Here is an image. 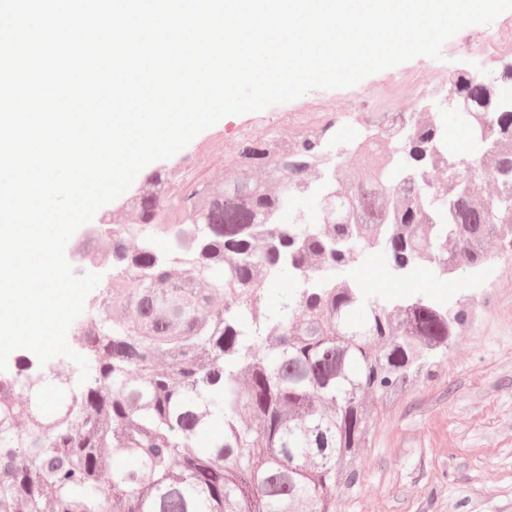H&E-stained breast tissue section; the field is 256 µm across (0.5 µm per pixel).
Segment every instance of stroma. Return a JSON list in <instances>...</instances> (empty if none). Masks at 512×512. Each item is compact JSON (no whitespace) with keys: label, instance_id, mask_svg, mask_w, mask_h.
Masks as SVG:
<instances>
[{"label":"stroma","instance_id":"stroma-1","mask_svg":"<svg viewBox=\"0 0 512 512\" xmlns=\"http://www.w3.org/2000/svg\"><path fill=\"white\" fill-rule=\"evenodd\" d=\"M230 115L167 159L172 173L192 168L198 179L220 172L206 153L219 138L255 125L257 138L275 133L278 112ZM413 292L439 302L477 301L491 291L495 306L456 337L437 378L396 399L377 415L360 482L336 496V512H512V252H496L482 274L463 271L454 284L423 268Z\"/></svg>","mask_w":512,"mask_h":512}]
</instances>
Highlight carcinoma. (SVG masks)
I'll return each instance as SVG.
<instances>
[{"mask_svg": "<svg viewBox=\"0 0 512 512\" xmlns=\"http://www.w3.org/2000/svg\"><path fill=\"white\" fill-rule=\"evenodd\" d=\"M479 109L459 153L440 118L397 144L378 118L349 146L335 127L286 153L240 150L161 223L166 169L112 214L111 267L71 345L86 381L25 356L0 372V512H336L359 483L377 410L432 380L475 317L467 305L387 302L346 281L354 260L418 264L446 280L512 250V103L476 74L454 81ZM332 166L327 195L307 184ZM310 216L281 223L293 200ZM298 279L273 312L259 285Z\"/></svg>", "mask_w": 512, "mask_h": 512, "instance_id": "cac0c4a2", "label": "carcinoma"}]
</instances>
